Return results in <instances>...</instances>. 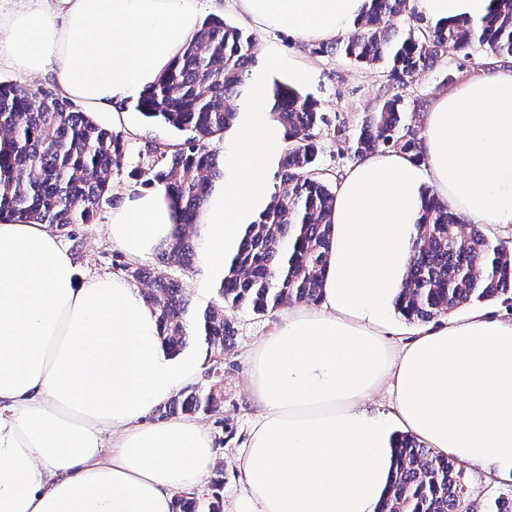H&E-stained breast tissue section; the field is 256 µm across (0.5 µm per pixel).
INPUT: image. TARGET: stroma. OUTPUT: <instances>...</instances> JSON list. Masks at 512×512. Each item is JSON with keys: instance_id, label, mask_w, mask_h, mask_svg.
Returning <instances> with one entry per match:
<instances>
[{"instance_id": "35a3bbf8", "label": "stroma", "mask_w": 512, "mask_h": 512, "mask_svg": "<svg viewBox=\"0 0 512 512\" xmlns=\"http://www.w3.org/2000/svg\"><path fill=\"white\" fill-rule=\"evenodd\" d=\"M201 18H217L243 28L255 39L254 51L259 62L276 56L290 61L291 69L281 70L279 81L294 79L295 70L307 71V79L299 82L304 94L316 99L325 117L315 131L319 143V169L341 176L358 163L352 143L358 137L365 116L376 110L379 103L392 95H402L405 123L416 133H423V116L437 97L451 93L464 83L483 77L491 70L493 56L483 54L470 60L464 54H451L431 69L409 78L399 86L389 77L387 65L368 67L356 64L336 52H318L316 45L304 44L290 36L263 30L248 24L233 0H198ZM131 113L133 124L123 127L129 141V153L119 173L111 177L112 203L103 204L89 224H77L71 234L61 235L60 241L71 253L78 273L86 278L122 274L127 263L125 256L113 249L107 236L106 224L113 210L124 208L142 189L131 172L146 165L148 147L166 148L180 143L184 135L158 119L145 117L136 109L134 99L116 102L111 108H92L88 114L104 128H112L113 111ZM288 313L287 307L261 315L249 311L234 316L236 334L225 352L221 371L224 375V402L218 411L200 415L213 442L211 463L200 485L193 493L198 497H219L226 512H231L242 490V451L249 438L252 421L259 407L251 395L254 348L263 337L276 331Z\"/></svg>"}]
</instances>
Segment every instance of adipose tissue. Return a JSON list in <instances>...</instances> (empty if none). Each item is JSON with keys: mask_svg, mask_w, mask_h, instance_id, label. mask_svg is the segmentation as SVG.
Masks as SVG:
<instances>
[{"mask_svg": "<svg viewBox=\"0 0 512 512\" xmlns=\"http://www.w3.org/2000/svg\"><path fill=\"white\" fill-rule=\"evenodd\" d=\"M365 2L236 0L248 21L304 43L344 37ZM418 3L443 25L489 8ZM2 25L0 66L53 72L63 97L105 107L150 90L200 19L192 0H29ZM424 121L423 162L375 152L342 177L320 304L292 309L255 347L260 411L233 512H375L399 427L438 455L512 474V320L476 311L391 339L424 185L471 223L512 225V59L439 97ZM284 147L269 113L238 114L202 218L212 279L267 208ZM174 224L158 189L113 212L108 236L140 262ZM195 370L167 355L127 280L79 278L49 225L0 218V512H172L202 482L212 439L190 418H147ZM382 387L390 410L371 412Z\"/></svg>", "mask_w": 512, "mask_h": 512, "instance_id": "1", "label": "adipose tissue"}]
</instances>
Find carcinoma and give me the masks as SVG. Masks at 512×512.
<instances>
[{
	"instance_id": "carcinoma-1",
	"label": "carcinoma",
	"mask_w": 512,
	"mask_h": 512,
	"mask_svg": "<svg viewBox=\"0 0 512 512\" xmlns=\"http://www.w3.org/2000/svg\"><path fill=\"white\" fill-rule=\"evenodd\" d=\"M253 37L224 20L206 19L182 54L137 108L188 133L175 149L139 170L144 184L172 198L179 222L161 249L158 265L126 268L147 287L164 347L176 357L200 341L213 358L217 379L190 386L168 403V411L212 413L224 402L218 363L234 336L232 314H257L292 303L321 300L336 189L316 167L313 130L324 122L317 101L296 86L275 81L257 100L252 72ZM497 58L512 57V0H490L478 21L425 25L415 0H369L353 32L335 50L357 64L386 63L398 83L440 59L472 48ZM264 106L285 130L286 148L273 175L268 209L251 225L230 262L218 294L221 302L197 309L168 274L194 268L202 249L196 231L215 183L224 178L222 160L210 143L224 137L241 109ZM402 96L385 99L369 113L354 143L364 156L396 148L423 160L420 139L403 124ZM128 141L96 124L76 105L49 88L0 85V216L19 215L64 231L88 224L109 194V177L120 171ZM512 301V249L466 224L436 195L424 192L413 259L396 303L409 322H428L472 302ZM396 468L377 512H475L463 470L415 437L394 439ZM172 512H221L217 500L174 498Z\"/></svg>"
}]
</instances>
